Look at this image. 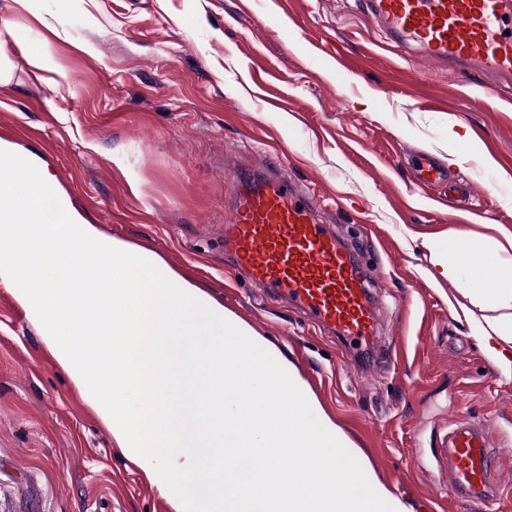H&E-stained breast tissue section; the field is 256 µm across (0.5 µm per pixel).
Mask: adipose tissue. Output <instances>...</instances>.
<instances>
[{
	"mask_svg": "<svg viewBox=\"0 0 512 512\" xmlns=\"http://www.w3.org/2000/svg\"><path fill=\"white\" fill-rule=\"evenodd\" d=\"M440 265L445 276L466 270L482 293L512 304V262L503 260L498 250L486 249L482 241L459 231H449Z\"/></svg>",
	"mask_w": 512,
	"mask_h": 512,
	"instance_id": "ef3b65f1",
	"label": "adipose tissue"
}]
</instances>
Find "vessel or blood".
<instances>
[{
    "mask_svg": "<svg viewBox=\"0 0 512 512\" xmlns=\"http://www.w3.org/2000/svg\"><path fill=\"white\" fill-rule=\"evenodd\" d=\"M375 26L402 52L486 86L512 82V0H365ZM284 157L266 153L235 173L220 227L224 256L240 280L285 301L328 333L375 351L381 341L378 275L362 243L325 222L319 201L280 173ZM455 496L494 495V452L486 429L458 420L438 452Z\"/></svg>",
    "mask_w": 512,
    "mask_h": 512,
    "instance_id": "vessel-or-blood-1",
    "label": "vessel or blood"
}]
</instances>
